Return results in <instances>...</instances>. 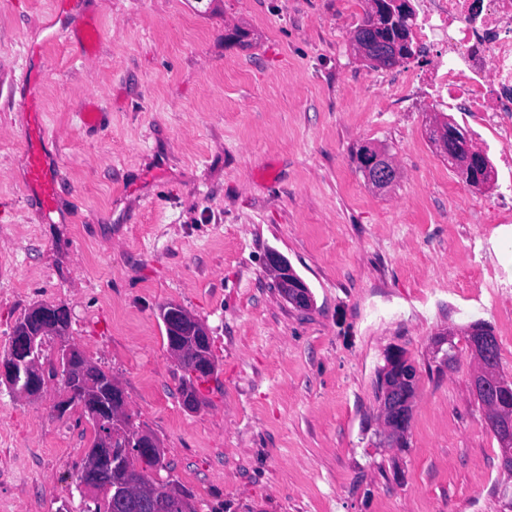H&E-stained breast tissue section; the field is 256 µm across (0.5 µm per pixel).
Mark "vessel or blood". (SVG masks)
Returning <instances> with one entry per match:
<instances>
[{"label": "vessel or blood", "instance_id": "obj_1", "mask_svg": "<svg viewBox=\"0 0 512 512\" xmlns=\"http://www.w3.org/2000/svg\"><path fill=\"white\" fill-rule=\"evenodd\" d=\"M43 80L42 71L35 70L26 74L23 80V94L30 109V130L25 149V167L28 185L34 190L45 211H53L57 205L56 185L59 180V167L47 149L42 131L39 86Z\"/></svg>", "mask_w": 512, "mask_h": 512}]
</instances>
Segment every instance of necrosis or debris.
<instances>
[{
    "instance_id": "necrosis-or-debris-1",
    "label": "necrosis or debris",
    "mask_w": 512,
    "mask_h": 512,
    "mask_svg": "<svg viewBox=\"0 0 512 512\" xmlns=\"http://www.w3.org/2000/svg\"><path fill=\"white\" fill-rule=\"evenodd\" d=\"M417 2L412 34L433 59L404 85H419L436 108L496 129L500 159L512 162V0Z\"/></svg>"
}]
</instances>
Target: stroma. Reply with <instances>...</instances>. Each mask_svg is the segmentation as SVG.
Listing matches in <instances>:
<instances>
[{
  "label": "stroma",
  "instance_id": "stroma-1",
  "mask_svg": "<svg viewBox=\"0 0 512 512\" xmlns=\"http://www.w3.org/2000/svg\"><path fill=\"white\" fill-rule=\"evenodd\" d=\"M362 0H0V354L24 312L70 311L69 339L122 387L172 479L200 512H512V470L471 385L478 361L448 335L487 324L512 381V223L489 218L508 173L492 134L391 85L416 51L372 68L349 45ZM40 44L59 203L25 186L22 79ZM98 114L95 125L84 115ZM451 118L495 182L469 186L428 140ZM386 152L382 190L356 154ZM283 255L311 291L300 310L265 269ZM210 329L218 368L184 407L159 309ZM417 370L403 441L378 376ZM57 383L0 382V482L14 512H82L92 443Z\"/></svg>",
  "mask_w": 512,
  "mask_h": 512
}]
</instances>
